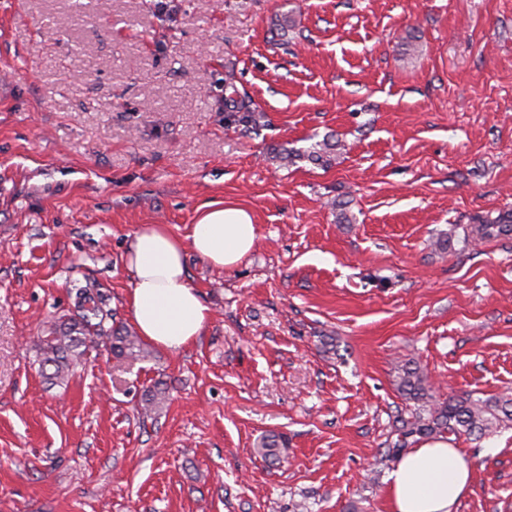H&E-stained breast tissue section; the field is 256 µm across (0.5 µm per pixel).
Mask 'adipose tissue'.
Wrapping results in <instances>:
<instances>
[{
    "mask_svg": "<svg viewBox=\"0 0 512 512\" xmlns=\"http://www.w3.org/2000/svg\"><path fill=\"white\" fill-rule=\"evenodd\" d=\"M256 239L251 212L232 201L199 208L183 237L165 224L136 232L125 264L134 275L127 303L140 336L170 353L195 341L209 309L189 282L187 252L216 269H231L253 251ZM470 481L467 457L447 437H437L399 458L388 476L387 512H456Z\"/></svg>",
    "mask_w": 512,
    "mask_h": 512,
    "instance_id": "ef3b65f1",
    "label": "adipose tissue"
}]
</instances>
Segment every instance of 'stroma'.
Wrapping results in <instances>:
<instances>
[{"label": "stroma", "instance_id": "obj_1", "mask_svg": "<svg viewBox=\"0 0 512 512\" xmlns=\"http://www.w3.org/2000/svg\"><path fill=\"white\" fill-rule=\"evenodd\" d=\"M223 199L257 240L188 254L201 336L46 384L70 286L132 326V235ZM507 211L512 0H0V512H386L398 362L512 398V236L465 240ZM454 444L456 512H512V427ZM285 441L279 434L270 432L262 435L256 446V453L265 460H279L280 448H284Z\"/></svg>", "mask_w": 512, "mask_h": 512}]
</instances>
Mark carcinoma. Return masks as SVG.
<instances>
[{
    "label": "carcinoma",
    "mask_w": 512,
    "mask_h": 512,
    "mask_svg": "<svg viewBox=\"0 0 512 512\" xmlns=\"http://www.w3.org/2000/svg\"><path fill=\"white\" fill-rule=\"evenodd\" d=\"M480 238L507 237L512 234V213L488 218L477 225ZM76 299L74 313L49 326L38 343L41 373L51 386L68 383L73 367L81 361L97 339H106L105 347L116 359L144 360L150 351L139 337L121 325L109 324L111 310L106 308L104 293L92 283L70 288ZM396 384L407 400L420 404V411L409 419L399 420L394 453L408 447L414 436L432 438L443 434L459 436L481 435L501 425L512 424V399L489 398L482 400L471 396L448 397V401L433 400L427 376L413 363L407 361L397 367ZM165 389L154 386L144 394V409L151 412L165 399ZM285 441L276 433L262 435L256 453L270 461L279 459Z\"/></svg>",
    "instance_id": "obj_1"
}]
</instances>
